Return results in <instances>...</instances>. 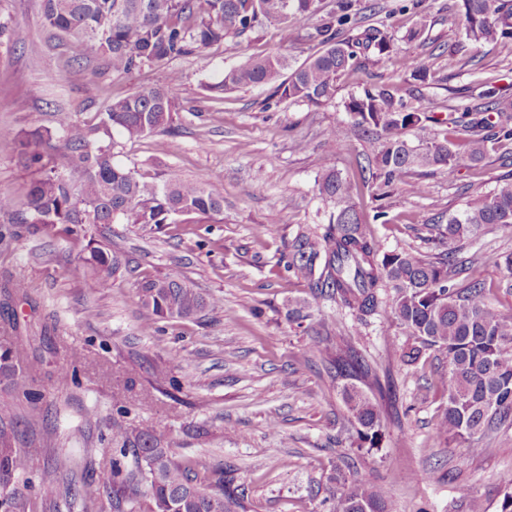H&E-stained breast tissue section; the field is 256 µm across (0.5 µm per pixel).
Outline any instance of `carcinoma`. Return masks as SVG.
I'll return each instance as SVG.
<instances>
[{
	"instance_id": "cac0c4a2",
	"label": "carcinoma",
	"mask_w": 512,
	"mask_h": 512,
	"mask_svg": "<svg viewBox=\"0 0 512 512\" xmlns=\"http://www.w3.org/2000/svg\"><path fill=\"white\" fill-rule=\"evenodd\" d=\"M46 26L77 48L107 55L115 74L168 63L242 38L277 22L296 26L318 11V0H40ZM461 34L476 43L512 41V6L506 0H456ZM356 0H339L337 10L306 32L316 52L295 66L277 52L224 70L223 78L206 86L215 102L235 89L264 85L278 100L319 105L334 98L337 80L356 67L358 55H383L391 35L369 26L352 35ZM181 75L170 70L161 85L112 101L96 130L116 131L128 140L165 129L183 111L179 98ZM484 102L466 105L460 115L469 132L464 146L445 132L429 133L433 117L410 107L392 90L366 88L344 102L345 111L364 128L375 172L388 189L416 169H441L448 176L468 170L492 149L491 142H512V98L497 93L495 77L484 81ZM495 129L494 137L485 134ZM413 130L415 140L406 137ZM93 130L65 122L55 131L34 129L13 134L26 164L35 168L27 193L24 223L32 232H61L88 238L85 275L96 288H108L122 261L89 233L97 224H173L185 214L214 216L223 212L222 185L183 178L169 168L150 180L112 160V145L91 140ZM349 127L330 128L326 150L347 138ZM78 164L79 185L63 174ZM319 196L333 205L328 223L294 237L286 270L308 282L314 297H326L352 311L366 325L390 311L393 325L416 340L402 353L407 364L432 349L448 356V403L437 434L469 444L475 455L492 451V437L512 427V314L488 300L483 283H452L463 272L453 256L434 257L418 251L385 249L365 224L355 201L356 188L334 170L317 180ZM512 224V183L466 200L448 224L436 225L434 241L461 242L486 226ZM137 294L149 318V331L164 319H192L222 304L218 295L203 294L170 274L143 278ZM309 317L308 302H288L287 318ZM27 342L9 336L0 345V382L34 403L41 399L32 387L19 383V362ZM334 378L354 430L351 445L358 451L379 449L382 419L373 390H382L377 370L350 344L336 346L330 361ZM22 418L10 404H0V512H27L31 499L15 486L41 452L17 448ZM132 462H127V457ZM327 480L341 486L332 512H395L393 502L373 487L332 468ZM226 471L204 456L181 457L166 434L154 428H118L112 434V478L87 483L74 492L57 475H47L38 496L80 498L82 508L98 512H247L244 499L224 490ZM129 510H124V507Z\"/></svg>"
}]
</instances>
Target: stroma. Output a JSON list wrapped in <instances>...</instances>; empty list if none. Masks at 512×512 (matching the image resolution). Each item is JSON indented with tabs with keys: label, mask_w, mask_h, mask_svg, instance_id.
Here are the masks:
<instances>
[{
	"label": "stroma",
	"mask_w": 512,
	"mask_h": 512,
	"mask_svg": "<svg viewBox=\"0 0 512 512\" xmlns=\"http://www.w3.org/2000/svg\"><path fill=\"white\" fill-rule=\"evenodd\" d=\"M403 2L359 0L357 26L387 21L391 46L380 60L361 61L342 76L333 100L313 106L274 102L261 86L234 90L220 103L206 96L205 84L225 68L282 49L298 64L313 55L302 33L280 24L167 67L115 75L99 54L52 38L40 0H0V24L8 30L0 38V129L10 132L0 138V193L17 202L0 213V332L15 328L32 343L25 379L42 394L43 416L19 445L34 441L48 450L34 465L32 485L60 458L70 460L75 486L106 481L107 440L113 428L130 425L165 431L177 454L207 455L233 469L249 512H329L327 476L335 465L381 490L396 512H469L473 496L485 512H501L512 492V429L481 456L436 437L448 401L444 356L430 350L418 364L405 365L401 349L411 339L389 315L361 325L335 302L313 297L308 283L285 268L297 232L328 221L331 207L316 187L326 171L357 186L366 224L386 249L398 251H431V225L447 224L470 196L512 180V166L503 162L507 148L497 143L472 169L452 178L415 171L383 198L365 181L360 164L369 146L343 107L363 88L391 86L443 120L478 103L485 77L496 76L501 94L512 97V42L463 41L452 0H427L419 12L403 10ZM416 29L420 37L411 38ZM408 56L428 69L427 82L404 71ZM170 68L182 75L184 112L171 130L116 138L114 160L151 177L173 167L187 179L219 183L224 212L204 222L180 215L159 226L117 221L105 237L124 265L111 288L91 287L78 269L84 242L34 235L22 224L31 171L12 134L55 130L65 120L96 125L112 99L161 83ZM340 122L350 124L349 136L326 151V133ZM414 183L421 194L411 193ZM455 250L461 260L481 255L469 277L512 314L506 288L512 273L504 264L512 226L488 227ZM164 274L221 296L222 306L194 320L160 321L156 332L144 334L148 313L136 285ZM20 280L26 295L11 294ZM295 299L309 304L310 317L300 325L286 317ZM90 308L95 318H86ZM346 342L378 366L385 387L377 399L381 448L369 455L351 448L349 414L328 373L336 346ZM74 349L83 360L76 376L60 384L59 371ZM159 365L170 369L174 385H157ZM399 468L413 473V481L398 480ZM433 470L437 480H427Z\"/></svg>",
	"instance_id": "obj_1"
}]
</instances>
